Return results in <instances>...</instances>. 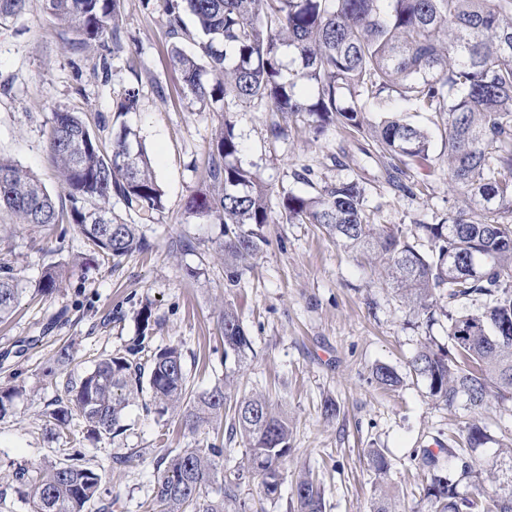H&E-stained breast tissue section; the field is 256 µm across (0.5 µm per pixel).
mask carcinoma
<instances>
[{"mask_svg": "<svg viewBox=\"0 0 512 512\" xmlns=\"http://www.w3.org/2000/svg\"><path fill=\"white\" fill-rule=\"evenodd\" d=\"M30 0H0V21L26 13ZM54 21L75 32L74 51L95 52L92 74H106L129 36L120 25L121 0H42ZM165 17L172 38L191 39L196 54L174 44L171 61L183 93L203 110L240 107L305 119L315 134L333 130L359 142L377 174L327 183L311 195L289 192L280 206L289 223L316 224L346 248L372 254L387 285L417 313L433 320L435 295L446 299L451 349L425 345L410 361L436 401L452 410L465 399L471 412L493 398L512 404V0H145ZM191 17L188 27L185 17ZM398 99L427 112L441 132L454 202L435 222L417 221L428 243L421 251L395 226L376 224L366 205L374 181L411 195H425L424 181L403 182L408 170L436 163L428 130L399 113H370ZM139 90L113 102L119 115L137 109ZM47 148L68 197L59 207L33 172L0 157V212L16 225L49 230L71 224L92 253L119 260L150 249L139 225L112 211L116 196L140 221L164 209L163 191L137 133L124 127L105 145L80 117L57 109ZM241 135L224 121L214 132L202 186L186 205L191 219L223 225L219 243L226 285L235 286L247 262L268 244L272 222L268 190L257 172L238 160ZM59 285L49 270L38 283L48 295ZM23 289L0 264V322L19 305ZM224 354L238 369L200 393L190 391L182 350L172 344L151 354L130 348L100 359L78 380L67 378L48 413L53 435L72 433L74 417L85 438L121 430L124 410L144 391L161 415L182 413L197 432L220 420L236 388L252 340L232 306L221 317ZM372 378L395 388L400 376L378 365ZM18 391L0 390V420L13 413ZM288 420L259 392L234 406L226 439L162 456L151 512H251L239 486L224 479V443L246 444L243 468L260 493H279L288 445ZM490 440L485 427L467 426V447L414 451L422 491L435 512H512V445L478 468L468 449ZM368 463L386 476L389 461L372 450ZM477 479L463 495L462 482ZM32 512H112L102 498L104 472L79 450L35 476H20ZM295 512H323L321 490L299 477Z\"/></svg>", "mask_w": 512, "mask_h": 512, "instance_id": "1", "label": "carcinoma"}]
</instances>
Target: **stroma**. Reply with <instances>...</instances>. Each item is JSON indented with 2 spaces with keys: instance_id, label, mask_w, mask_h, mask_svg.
<instances>
[{
  "instance_id": "stroma-1",
  "label": "stroma",
  "mask_w": 512,
  "mask_h": 512,
  "mask_svg": "<svg viewBox=\"0 0 512 512\" xmlns=\"http://www.w3.org/2000/svg\"><path fill=\"white\" fill-rule=\"evenodd\" d=\"M122 27L137 40L136 52L113 56L106 77L90 74L93 56L66 48L68 32L32 0L26 14L0 22V155L31 170L57 200H64L44 135L58 109L79 113L91 131L111 141L121 126L140 136L165 199V208L143 234L148 251L118 261L91 256L85 239L69 225L42 231L17 227L0 244V262L14 269L24 289L15 313L0 323V388H16L12 416L0 421V512H30L21 498L20 472H35L64 459L68 438L49 439L45 414L60 395L64 374L78 378L102 356L145 345L178 344L195 391L212 387L225 370L220 313L232 304L253 340V353L239 379L243 393L261 392L291 424V455L280 494L260 498L252 477L240 494L252 512H290L295 477L311 472L325 512H371L377 486H385L399 512H430L419 491L414 450L447 445L472 419L487 425L493 440L475 452L493 460L499 444L512 442V408L489 400L479 415L465 406L447 409L431 396L409 363L422 344L448 347L447 322L427 324L383 282L381 270L347 251L314 224H287L275 217L265 232L269 244L233 288L224 285V261L216 253L223 227L188 220L185 204L201 183L208 144L222 121L235 123L244 141L243 165L257 170L272 203L287 192H307L302 168L316 185L350 177L371 159L342 149L339 137H315L306 124L290 126L286 138H269L276 115L255 108L227 114L201 110L186 98L170 62L172 41L164 18L141 0H121ZM139 88L136 111L114 116L112 104L130 86ZM440 163L427 177L429 196H407L374 183L367 205L376 223L395 225L425 248L417 221L447 213L448 163L433 136ZM199 248L181 251L182 236ZM61 270L49 296L35 287L48 268ZM150 309L149 325L140 314ZM69 346L63 373L52 370L57 351ZM401 378L394 389L372 378L376 365ZM336 403L325 415V400ZM116 437L82 440L87 460L105 471L103 499L118 498L114 512H149L164 454L212 441L213 429L191 432L175 414L159 415L139 402L129 407ZM383 449L390 469L378 478L367 461ZM130 456L125 467L111 459Z\"/></svg>"
}]
</instances>
